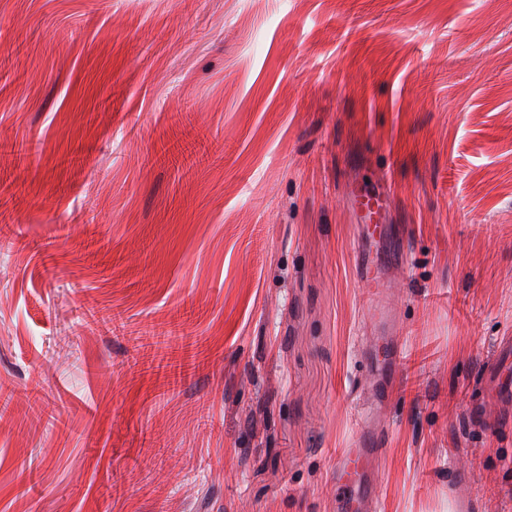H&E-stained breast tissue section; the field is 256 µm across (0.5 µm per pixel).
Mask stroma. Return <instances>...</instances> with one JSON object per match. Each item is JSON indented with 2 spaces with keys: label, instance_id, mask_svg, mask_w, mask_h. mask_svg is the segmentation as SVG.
I'll list each match as a JSON object with an SVG mask.
<instances>
[{
  "label": "stroma",
  "instance_id": "1",
  "mask_svg": "<svg viewBox=\"0 0 512 512\" xmlns=\"http://www.w3.org/2000/svg\"><path fill=\"white\" fill-rule=\"evenodd\" d=\"M511 345L512 0H0V512H512ZM378 448H348L342 451L336 462V482L341 487L359 486L366 478L364 464Z\"/></svg>",
  "mask_w": 512,
  "mask_h": 512
}]
</instances>
